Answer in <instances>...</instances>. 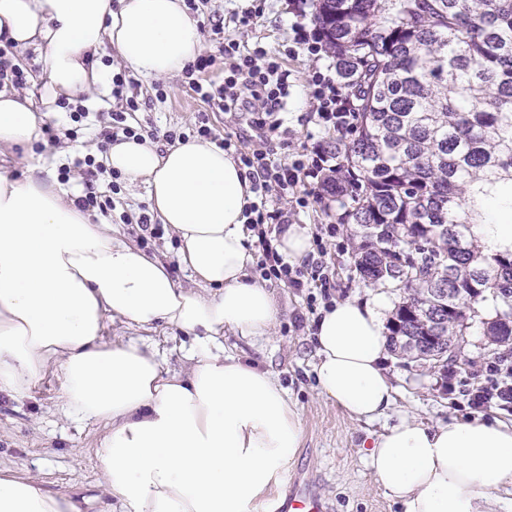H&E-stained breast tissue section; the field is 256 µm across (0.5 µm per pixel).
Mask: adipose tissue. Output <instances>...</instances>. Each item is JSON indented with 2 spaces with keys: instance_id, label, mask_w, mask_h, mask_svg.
<instances>
[{
  "instance_id": "adipose-tissue-1",
  "label": "adipose tissue",
  "mask_w": 512,
  "mask_h": 512,
  "mask_svg": "<svg viewBox=\"0 0 512 512\" xmlns=\"http://www.w3.org/2000/svg\"><path fill=\"white\" fill-rule=\"evenodd\" d=\"M36 48L40 95L0 92V150L33 147L59 98L105 86L112 45L141 78L181 74L203 51L184 0H0V32ZM178 238L191 287L165 263L92 223L46 160L24 179L0 174V394L19 397L47 369L66 409L108 426L95 451L105 493L123 512H251L277 485L303 437L300 415L268 371L225 354L224 333L252 342L279 320L272 290L250 277L245 168L216 143L166 149L113 142L104 156ZM385 299L325 308L314 334L321 394L372 421L394 403ZM191 336L183 372L141 340L105 342L107 320ZM371 473L403 512H512V424L405 418L367 451ZM0 512H80L30 478L0 475Z\"/></svg>"
}]
</instances>
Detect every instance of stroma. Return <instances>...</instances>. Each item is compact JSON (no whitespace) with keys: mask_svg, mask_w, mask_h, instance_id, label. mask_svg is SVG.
Returning <instances> with one entry per match:
<instances>
[{"mask_svg":"<svg viewBox=\"0 0 512 512\" xmlns=\"http://www.w3.org/2000/svg\"><path fill=\"white\" fill-rule=\"evenodd\" d=\"M245 0H200L194 18L203 38L204 52L218 55L220 45L210 31V20L223 19L224 34L241 46L262 43L270 51L283 53L284 66L290 73L291 94L280 118L282 126L272 140V158L291 163L299 154L310 153L314 146L326 143L331 130L318 126L315 103L310 95L309 79L313 72L334 73V63L327 54L312 55L295 45L294 29L312 27L311 0H257L261 9L254 25L236 28L231 20ZM139 103L135 117L145 128L159 131L190 132L199 116H208L210 126L220 138L231 137L241 145L258 146V132L246 114H230L212 109L187 87V78L179 74L158 81L134 77L122 96L104 89L84 107L88 113L78 141L61 139L58 145L45 146L42 152L21 148L0 157V174L22 179L38 157L53 159L55 164H73L87 154H97L99 128L108 113L123 110L127 97ZM338 205L326 197L291 215V223L308 232L335 225L336 235L327 239V256L336 274L327 296L309 300L307 290L287 283L270 282L276 295L280 316L271 336L250 343L233 333L224 335V352L254 363L271 372L287 390L299 411L304 436L287 473L316 481L327 499L330 512H402L398 503L384 496L375 484L365 460V446L371 436L382 432L399 418L410 416L429 425L472 418L474 412L462 395L465 372L472 365L495 355L487 343L480 320H473L468 333L454 350L455 379L446 383L440 369L388 356L384 367L395 389V403L386 413L370 421H357L335 403L320 394L313 367L316 362L312 335L321 309L329 303L365 300L385 295L389 306H396L399 293L394 288L364 282L355 268L351 227L337 223ZM145 188L121 187L112 197L106 212L94 213L97 224H108L117 238L135 244L149 253L163 256L169 271L182 285H189L187 272L179 265L178 243L170 231L155 233L142 226L139 218L148 212ZM141 338L156 347L163 367L172 372L185 371L184 351L189 336L173 328L143 330L116 321L108 322L105 341ZM61 379L47 371L27 396L14 399L0 395V471L14 477L37 478L48 488L72 497L83 505V512H122L120 504L104 493L94 450L106 432L103 422L64 415L61 409Z\"/></svg>","mask_w":512,"mask_h":512,"instance_id":"stroma-1","label":"stroma"}]
</instances>
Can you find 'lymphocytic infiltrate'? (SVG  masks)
Segmentation results:
<instances>
[{
    "mask_svg": "<svg viewBox=\"0 0 512 512\" xmlns=\"http://www.w3.org/2000/svg\"><path fill=\"white\" fill-rule=\"evenodd\" d=\"M211 30L223 38L224 80L217 83L206 79L205 74L214 58L202 56L186 70L190 90L219 111L253 113V123L261 130L263 138L271 139L280 128L277 114L282 111L289 95V73L284 69L281 57L260 44L241 50L234 40L224 37L222 21H215ZM310 88L311 97L317 104L318 124L328 129L344 128L346 107L333 78L320 71L314 72ZM235 150L238 160L248 171L255 195L244 215L249 230L257 238L256 270L263 280L303 287L302 270L285 262L271 244L273 231L288 224L287 210L270 207L269 202L275 196L289 199L292 209L308 207L311 200L318 197L325 174L332 169V156L317 147L311 153L299 155L291 164L281 165L272 160L263 147ZM75 167L83 169L85 175L84 191L76 199L77 207L84 212L104 211L111 207V199L103 197L97 188L98 176L105 171L103 162L94 155H85L73 165L60 166L59 181L68 182ZM463 395L475 411L498 409L512 414V359L496 357L480 364L473 370Z\"/></svg>",
    "mask_w": 512,
    "mask_h": 512,
    "instance_id": "f902f5d3",
    "label": "lymphocytic infiltrate"
}]
</instances>
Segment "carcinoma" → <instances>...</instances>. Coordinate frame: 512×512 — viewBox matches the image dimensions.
<instances>
[{"label":"carcinoma","mask_w":512,"mask_h":512,"mask_svg":"<svg viewBox=\"0 0 512 512\" xmlns=\"http://www.w3.org/2000/svg\"><path fill=\"white\" fill-rule=\"evenodd\" d=\"M312 20L353 108L326 142L323 191L352 225L355 266L400 300L391 352L443 371L474 305L490 344L512 345V250L471 234L481 206L512 213V0H312ZM452 288L466 299L448 310ZM439 338L434 350L403 341Z\"/></svg>","instance_id":"carcinoma-1"}]
</instances>
